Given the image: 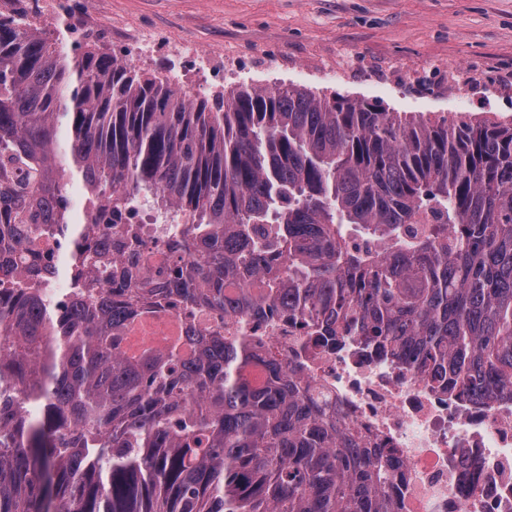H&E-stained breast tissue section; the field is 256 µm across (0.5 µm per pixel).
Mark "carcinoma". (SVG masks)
<instances>
[{
	"label": "carcinoma",
	"instance_id": "cac0c4a2",
	"mask_svg": "<svg viewBox=\"0 0 512 512\" xmlns=\"http://www.w3.org/2000/svg\"><path fill=\"white\" fill-rule=\"evenodd\" d=\"M143 201L185 217L187 258L156 282L125 254ZM102 213L123 228L95 251ZM348 226L386 256L351 251ZM43 236L69 295L45 290ZM143 292L286 309L456 395L512 388V122L290 84L210 99L0 17V512H392L390 463L275 353L259 383L246 341L206 331L125 355Z\"/></svg>",
	"mask_w": 512,
	"mask_h": 512
}]
</instances>
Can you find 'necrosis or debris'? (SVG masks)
Instances as JSON below:
<instances>
[{"label": "necrosis or debris", "mask_w": 512, "mask_h": 512, "mask_svg": "<svg viewBox=\"0 0 512 512\" xmlns=\"http://www.w3.org/2000/svg\"><path fill=\"white\" fill-rule=\"evenodd\" d=\"M136 219L149 229L140 265L158 274L173 259L170 229L180 216L140 212ZM189 326L247 337L257 362L275 352L308 398L393 465L397 512H512L511 389L457 398L358 337L330 346L284 313L192 316L172 303L142 307L125 327L122 347L135 354L161 350Z\"/></svg>", "instance_id": "necrosis-or-debris-1"}]
</instances>
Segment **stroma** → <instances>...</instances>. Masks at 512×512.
I'll return each instance as SVG.
<instances>
[{
  "label": "stroma",
  "mask_w": 512,
  "mask_h": 512,
  "mask_svg": "<svg viewBox=\"0 0 512 512\" xmlns=\"http://www.w3.org/2000/svg\"><path fill=\"white\" fill-rule=\"evenodd\" d=\"M99 51L213 96L293 84L512 121V0H96Z\"/></svg>",
  "instance_id": "stroma-1"
}]
</instances>
